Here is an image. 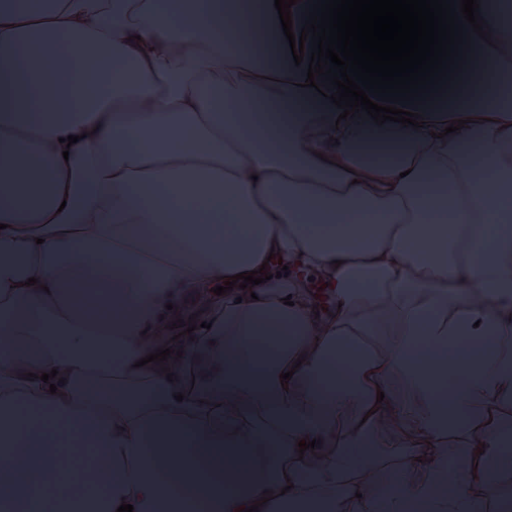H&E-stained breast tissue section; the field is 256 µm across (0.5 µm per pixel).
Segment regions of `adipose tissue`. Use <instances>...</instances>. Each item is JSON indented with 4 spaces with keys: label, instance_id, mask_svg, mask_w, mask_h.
Wrapping results in <instances>:
<instances>
[{
    "label": "adipose tissue",
    "instance_id": "adipose-tissue-1",
    "mask_svg": "<svg viewBox=\"0 0 512 512\" xmlns=\"http://www.w3.org/2000/svg\"><path fill=\"white\" fill-rule=\"evenodd\" d=\"M234 7L0 0V512H373L369 470L393 512H483L512 467V12L480 0L469 90L416 129L340 119L274 0L242 54ZM270 256L335 314L298 281L236 287L173 374L147 362L162 315Z\"/></svg>",
    "mask_w": 512,
    "mask_h": 512
}]
</instances>
